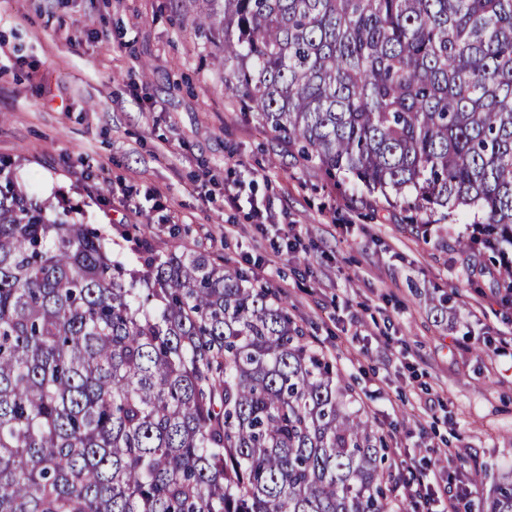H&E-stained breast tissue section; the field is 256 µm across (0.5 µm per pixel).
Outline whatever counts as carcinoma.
Returning a JSON list of instances; mask_svg holds the SVG:
<instances>
[{"mask_svg": "<svg viewBox=\"0 0 512 512\" xmlns=\"http://www.w3.org/2000/svg\"><path fill=\"white\" fill-rule=\"evenodd\" d=\"M224 93L512 288V0H205ZM55 215L0 168V512H388L400 481L288 304L230 261ZM479 512H512V473Z\"/></svg>", "mask_w": 512, "mask_h": 512, "instance_id": "obj_1", "label": "carcinoma"}]
</instances>
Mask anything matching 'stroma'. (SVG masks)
Listing matches in <instances>:
<instances>
[{
    "label": "stroma",
    "instance_id": "obj_1",
    "mask_svg": "<svg viewBox=\"0 0 512 512\" xmlns=\"http://www.w3.org/2000/svg\"><path fill=\"white\" fill-rule=\"evenodd\" d=\"M194 0H0V163L41 202L78 206L113 254L123 229L233 261L286 299L390 461L479 502L512 465V304L460 240L476 211L427 223L297 157L224 95ZM253 176V204L224 196ZM301 235L277 259L255 209ZM451 458L450 469L428 470Z\"/></svg>",
    "mask_w": 512,
    "mask_h": 512
}]
</instances>
